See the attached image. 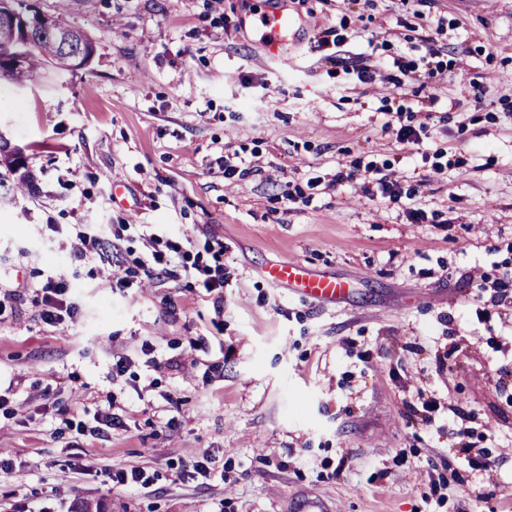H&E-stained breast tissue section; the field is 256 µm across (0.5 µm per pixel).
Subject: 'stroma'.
<instances>
[{
  "mask_svg": "<svg viewBox=\"0 0 512 512\" xmlns=\"http://www.w3.org/2000/svg\"><path fill=\"white\" fill-rule=\"evenodd\" d=\"M25 2L95 54L0 84V135L38 176L0 206V284L20 289L0 312V512H507L512 0H282L300 35L277 58L269 0ZM73 224L110 225L116 268L154 249L145 224L186 256L112 286L71 259ZM217 237L220 297L201 286ZM288 262L353 293L291 296L265 274ZM50 276L73 325L39 317ZM430 398V420L410 414ZM108 408L122 427L77 433ZM466 431L487 469L449 459ZM206 453L210 476L186 478ZM109 465L152 482L113 487Z\"/></svg>",
  "mask_w": 512,
  "mask_h": 512,
  "instance_id": "stroma-1",
  "label": "stroma"
}]
</instances>
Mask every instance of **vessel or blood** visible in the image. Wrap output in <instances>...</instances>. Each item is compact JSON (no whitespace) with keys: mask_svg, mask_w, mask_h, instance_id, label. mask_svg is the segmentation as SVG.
I'll list each match as a JSON object with an SVG mask.
<instances>
[{"mask_svg":"<svg viewBox=\"0 0 512 512\" xmlns=\"http://www.w3.org/2000/svg\"><path fill=\"white\" fill-rule=\"evenodd\" d=\"M262 44L270 55H278L281 47L296 39L295 23L288 12L271 10L262 15ZM273 284L293 294L327 303H336L348 293L346 283L321 274L301 263L273 264L267 269Z\"/></svg>","mask_w":512,"mask_h":512,"instance_id":"obj_1","label":"vessel or blood"}]
</instances>
